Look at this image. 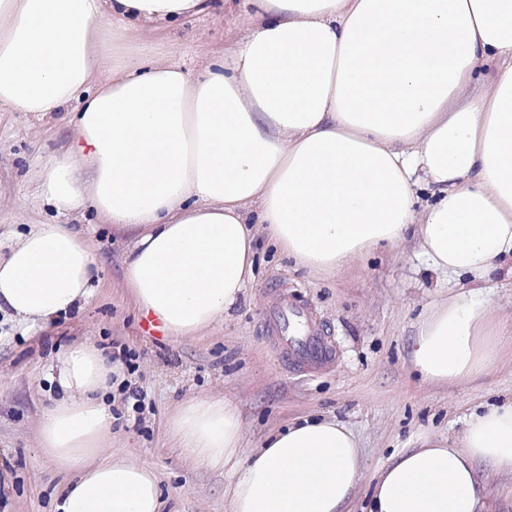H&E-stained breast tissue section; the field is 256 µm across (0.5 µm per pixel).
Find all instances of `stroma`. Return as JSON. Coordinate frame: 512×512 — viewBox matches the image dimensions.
<instances>
[{
    "instance_id": "35a3bbf8",
    "label": "stroma",
    "mask_w": 512,
    "mask_h": 512,
    "mask_svg": "<svg viewBox=\"0 0 512 512\" xmlns=\"http://www.w3.org/2000/svg\"><path fill=\"white\" fill-rule=\"evenodd\" d=\"M243 33L240 0H227L223 14L171 30L113 32L109 47L116 63H130L134 46L141 56H167L192 73L203 53L221 55ZM69 134L61 112H0L1 254L15 232L47 219L36 200L37 173ZM73 222L91 237L100 269L90 301L36 331L0 313V483L9 484L0 490V512H53L65 476L37 452L38 419L57 395L45 370L57 350L86 336L112 353L137 357V370L123 377L142 392L143 408L135 410L128 393L114 392L121 418L112 447L158 473L166 512H229L227 476L187 464L167 431L171 415L194 397L233 398L248 450L298 419L346 425L358 440L363 476L345 512H365L373 480L393 453L414 447L423 434L456 438L466 415L512 400L508 349L487 373L459 385L429 383L415 371L410 351L418 322L431 302L458 289L457 278L430 267L415 233L331 273L308 271L258 236L253 278L222 321L197 336L152 337L124 283L134 232L91 214ZM278 286L315 311L335 348L330 366L301 373L276 359L265 311Z\"/></svg>"
}]
</instances>
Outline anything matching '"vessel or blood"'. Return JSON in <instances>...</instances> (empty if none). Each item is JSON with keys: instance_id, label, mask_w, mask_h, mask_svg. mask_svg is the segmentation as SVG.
<instances>
[{"instance_id": "vessel-or-blood-1", "label": "vessel or blood", "mask_w": 512, "mask_h": 512, "mask_svg": "<svg viewBox=\"0 0 512 512\" xmlns=\"http://www.w3.org/2000/svg\"><path fill=\"white\" fill-rule=\"evenodd\" d=\"M272 347L287 365L298 371L323 368L333 360V348L314 326L310 309L279 291L266 312Z\"/></svg>"}]
</instances>
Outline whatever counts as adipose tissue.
<instances>
[{
    "instance_id": "adipose-tissue-1",
    "label": "adipose tissue",
    "mask_w": 512,
    "mask_h": 512,
    "mask_svg": "<svg viewBox=\"0 0 512 512\" xmlns=\"http://www.w3.org/2000/svg\"><path fill=\"white\" fill-rule=\"evenodd\" d=\"M247 35L189 74L168 58L112 64L111 28L177 26L224 0H0V111L62 112L63 153L39 173L54 220L0 255V312L45 325L88 303L86 210L137 233L124 280L172 336L223 318L264 233L334 272L416 226L433 303L411 360L433 383L483 375L512 333L484 288L512 280V0H243ZM488 83H480L484 71ZM432 200L418 206L421 186ZM90 338L46 375L59 396L37 445L66 480L55 512H163L159 477L113 451L112 378ZM183 456L229 470L231 512H344L362 475L344 425L306 419L244 453L238 404L192 398L169 420ZM512 475V403L426 435L380 469L368 512H481L480 467Z\"/></svg>"
}]
</instances>
